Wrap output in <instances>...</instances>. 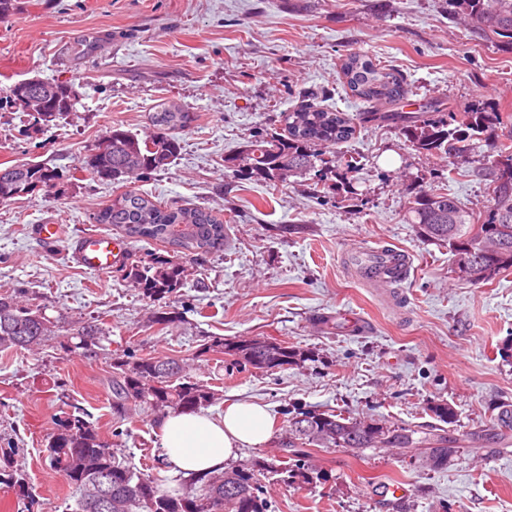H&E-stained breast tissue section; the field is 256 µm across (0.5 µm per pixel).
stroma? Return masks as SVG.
Returning <instances> with one entry per match:
<instances>
[{"label": "stroma", "mask_w": 512, "mask_h": 512, "mask_svg": "<svg viewBox=\"0 0 512 512\" xmlns=\"http://www.w3.org/2000/svg\"><path fill=\"white\" fill-rule=\"evenodd\" d=\"M351 52L398 69L412 107L438 98L461 112L479 100L512 117V48L450 20L446 0H20L0 23V91L31 77L70 80L79 91L74 112L56 121L0 112L1 165L38 162L63 173L0 205V294L18 290L27 303L56 306L64 328L95 319L106 331L100 346L68 354L53 340L0 349V447L13 448L44 512L76 509L65 476L44 460L71 404L105 442L127 429L123 455L148 467L161 489H182V471L161 457L155 411H112V363L127 351L187 362L190 381L217 395L211 414L228 401L266 405L272 439L241 450V463L278 454L294 407L422 430L435 423L427 404L445 401L459 429L475 432L512 404V271L480 286L459 281L447 245L405 218L421 190L484 215L478 170L490 143L453 165L417 151L395 127L359 121L336 147L360 160L352 195L313 192L307 175L268 186L224 166L255 132L280 129V113L295 111L303 92L363 112L339 74ZM167 101L197 115L179 135L178 158L123 184L92 179L84 157L109 127L149 134L150 113ZM127 190L224 221L223 249L193 257L170 297L150 300L120 269L95 274L70 259L81 234L112 233L92 216ZM39 224L62 225L55 246L41 244ZM384 246L410 256L404 279L378 285L352 272L348 253ZM161 311L176 322L154 325ZM256 336L310 357L261 374L207 350L217 337ZM306 461L324 480L297 486L269 475L270 512H512V447L465 448L442 470L386 449L312 448ZM393 482L406 495L384 494Z\"/></svg>", "instance_id": "stroma-1"}]
</instances>
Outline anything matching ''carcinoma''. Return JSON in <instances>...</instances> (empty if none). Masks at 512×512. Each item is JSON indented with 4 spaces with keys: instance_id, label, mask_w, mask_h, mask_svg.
I'll return each instance as SVG.
<instances>
[{
    "instance_id": "cac0c4a2",
    "label": "carcinoma",
    "mask_w": 512,
    "mask_h": 512,
    "mask_svg": "<svg viewBox=\"0 0 512 512\" xmlns=\"http://www.w3.org/2000/svg\"><path fill=\"white\" fill-rule=\"evenodd\" d=\"M454 16L471 28L512 46V0H448ZM341 73L352 95L375 110L364 120L393 124L406 141L418 150L464 158L463 143L489 134L506 123L502 113L476 104L456 113L442 99H431L419 112H406L408 94L403 75L374 63L365 55L350 53L342 59ZM78 90L70 81H56L50 95L46 121L73 111ZM288 134L257 133L248 141L245 155L251 173L276 183L293 175L307 174L329 150L354 138L356 125L345 112L304 105L283 115ZM197 116L175 104H161L150 116L156 133L140 139L114 128L88 150L84 169L102 182L121 183L143 174L164 170L180 150L176 130L191 128ZM496 159L484 164L481 176L487 185L488 205L484 219L475 223L472 213L446 192L425 194L407 211V223L418 225L423 235L448 244L456 263L467 262L468 282L480 285L512 270V136L495 145ZM61 174L38 163L0 167V204L48 187ZM96 224H110L137 241L167 243L190 255L217 251L224 246V220L202 209L169 206L148 195L126 191L93 216ZM126 278L144 296L160 300L174 294L189 276L180 262L160 256L148 262H126ZM48 307L21 303L14 295H0V348H29L59 335L58 321L47 315ZM105 336L102 328L90 321L78 326L71 339L59 343L60 349H89ZM203 352L222 353L237 365L260 372L283 370L309 357L299 347L262 339L221 338L204 347ZM183 363L169 357L143 356L114 363L112 409L122 415L130 405H147L159 414L169 411L195 413L214 399L211 389L183 381ZM427 411L448 425L438 432L420 436L418 430L395 423L345 416L334 410L288 412V441L281 443L287 462L253 457L238 468L220 473L192 474L189 485L178 494L159 488L153 476L131 466L118 456L125 430L117 428L108 444L82 417L70 414L47 448L50 467L62 472L71 485L78 512H268L260 497L257 476L282 474L290 484H311L324 475H313L306 467L310 447L396 448L407 455L418 450L426 454L434 469H444L458 449L485 448L494 454L512 446V405L499 407L485 430L462 433L456 429L457 414L446 402H433ZM0 484L12 487L30 499L25 470L14 460V449L0 448Z\"/></svg>"
}]
</instances>
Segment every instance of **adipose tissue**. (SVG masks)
Masks as SVG:
<instances>
[{
  "label": "adipose tissue",
  "mask_w": 512,
  "mask_h": 512,
  "mask_svg": "<svg viewBox=\"0 0 512 512\" xmlns=\"http://www.w3.org/2000/svg\"><path fill=\"white\" fill-rule=\"evenodd\" d=\"M272 425L265 406L232 402L222 414L173 413L157 429L162 455L186 473L212 472L241 449L257 448L271 438Z\"/></svg>",
  "instance_id": "obj_1"
}]
</instances>
